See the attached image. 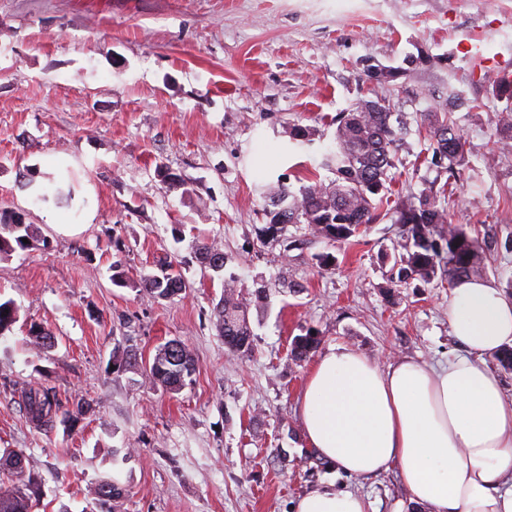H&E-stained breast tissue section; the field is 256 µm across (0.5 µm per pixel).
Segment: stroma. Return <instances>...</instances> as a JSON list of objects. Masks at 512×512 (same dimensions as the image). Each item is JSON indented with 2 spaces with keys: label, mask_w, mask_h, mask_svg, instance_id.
Wrapping results in <instances>:
<instances>
[{
  "label": "stroma",
  "mask_w": 512,
  "mask_h": 512,
  "mask_svg": "<svg viewBox=\"0 0 512 512\" xmlns=\"http://www.w3.org/2000/svg\"><path fill=\"white\" fill-rule=\"evenodd\" d=\"M466 40L512 59V0H0V211L39 238L0 258V299L19 309L0 336V451L40 477L36 512H101L108 474L125 489L118 512H291L328 484L376 512H417L395 472L348 477L307 448L296 407L334 345L383 365L447 363L451 283L392 286V210L335 243L304 224L266 235L263 208L279 183L329 181L319 163L337 114L378 96L408 130L395 197L451 187L446 207L484 248L482 278L512 289V152L493 122L505 103ZM447 110L469 154L455 177L420 131L424 113ZM297 124L312 141L291 139ZM197 241L224 252L223 272L199 263ZM328 253L335 269L318 264ZM163 256L192 288L144 298L137 284ZM230 276L253 332L244 356L212 315ZM32 321L55 350L30 344ZM310 332L316 351L293 360ZM174 338L196 372L170 393L144 365ZM118 345L141 363L113 367ZM39 386L93 410L38 429L21 393Z\"/></svg>",
  "instance_id": "1"
}]
</instances>
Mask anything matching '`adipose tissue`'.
Instances as JSON below:
<instances>
[{"label": "adipose tissue", "instance_id": "ef3b65f1", "mask_svg": "<svg viewBox=\"0 0 512 512\" xmlns=\"http://www.w3.org/2000/svg\"><path fill=\"white\" fill-rule=\"evenodd\" d=\"M451 334L466 353L436 368L415 359L381 366L332 346L298 400L308 447L338 472L396 470L423 512H512V397L492 356L512 347V296L494 282L458 279ZM293 512H374L361 495L313 490Z\"/></svg>", "mask_w": 512, "mask_h": 512}]
</instances>
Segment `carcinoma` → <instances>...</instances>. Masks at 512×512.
<instances>
[{
  "label": "carcinoma",
  "instance_id": "carcinoma-1",
  "mask_svg": "<svg viewBox=\"0 0 512 512\" xmlns=\"http://www.w3.org/2000/svg\"><path fill=\"white\" fill-rule=\"evenodd\" d=\"M496 95L507 102L496 123L497 145L512 150V86H500ZM388 107L379 112H341L336 117V151L323 156L320 166L332 171L335 179L325 184L314 181L298 191L279 186L265 197L264 210L270 216L268 231L284 224H308L317 235L334 242H346L361 228L375 222L378 212L389 202L387 172L394 165L395 153L403 135V126H394ZM427 136L436 154L448 160L450 176L468 163L465 142L446 112L424 115ZM399 223L403 224V249L399 255L400 281L418 279L430 283L442 274L454 281L482 271L483 248L478 238L470 235L465 224L455 223L447 209L437 206L428 192L411 196L399 203ZM445 238V247L438 244ZM32 225L24 214L12 212L0 216V256L25 249L33 241ZM198 260L215 272L224 270L223 252L201 244L196 248ZM158 273L144 276L138 282L142 294L153 299H170L191 288L188 280L166 257L157 262ZM216 325L224 338V346L232 354L251 349L252 331L239 301L235 279L224 280V294L213 308ZM18 310L11 300L0 302V336L12 330ZM32 345L48 352L58 345L57 336L49 329L32 324L27 329ZM319 339L309 333L298 336L291 346V356L302 361L317 348ZM145 371L154 383L174 393L180 390L196 371L195 361L187 345L170 340L160 346ZM23 411L35 426L52 428L61 423L75 426L88 412L89 402L78 397L62 403L51 387H31L22 397ZM0 471L14 473L17 481L0 490V512H33L36 505V482L22 478L19 456L5 452L0 456ZM99 500L106 504L123 497L125 489L114 478L99 481Z\"/></svg>",
  "mask_w": 512,
  "mask_h": 512
}]
</instances>
